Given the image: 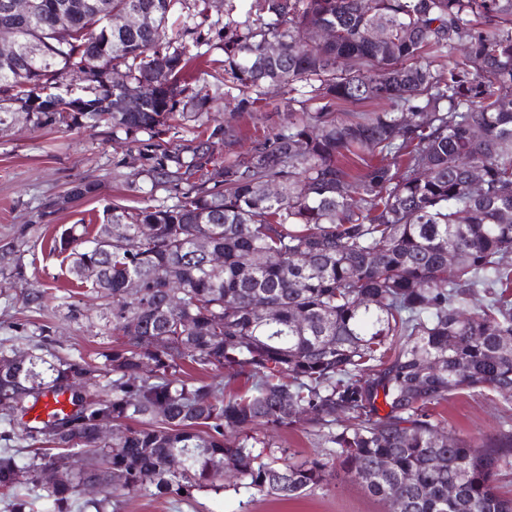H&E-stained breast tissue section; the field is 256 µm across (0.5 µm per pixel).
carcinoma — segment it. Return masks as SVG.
Instances as JSON below:
<instances>
[{
    "instance_id": "1",
    "label": "carcinoma",
    "mask_w": 512,
    "mask_h": 512,
    "mask_svg": "<svg viewBox=\"0 0 512 512\" xmlns=\"http://www.w3.org/2000/svg\"><path fill=\"white\" fill-rule=\"evenodd\" d=\"M8 2L0 23L17 41L0 48V127L21 118L153 137L183 100L209 102L188 78L201 54L167 39L179 0H31L23 16L5 14ZM111 13L151 23L114 30ZM330 27L336 39L321 38ZM374 28L388 40H371ZM297 83L316 111L288 113L243 160L206 168L207 138L188 157L149 144L146 175L182 187L177 204L114 205L112 227L53 238L74 281L98 270L118 345L100 362L31 355L0 369L7 424L46 397L66 393L74 407L23 423L51 447L25 463L0 454V492L26 490L15 512L36 500L71 512L91 478L105 486L83 512H114L131 494L218 490L226 471L238 488L286 499L347 474L402 512H512L497 485L512 470V433L475 445L430 413L453 391L512 392V0H255L224 24L225 100L247 111L265 85ZM367 101L386 108L358 109ZM340 104L352 109L338 117ZM199 236L222 265L196 251ZM255 251L263 263L244 260ZM187 368L219 376L189 379ZM243 374L251 385L229 390ZM76 376L98 392L70 390ZM103 412L121 434L99 436ZM301 419L326 447L300 462L253 434ZM46 466L65 478L42 484Z\"/></svg>"
}]
</instances>
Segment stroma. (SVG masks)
<instances>
[{"label":"stroma","mask_w":512,"mask_h":512,"mask_svg":"<svg viewBox=\"0 0 512 512\" xmlns=\"http://www.w3.org/2000/svg\"><path fill=\"white\" fill-rule=\"evenodd\" d=\"M235 4L248 9L247 0H213L207 13L197 9L174 10L167 23L172 42L192 44L202 37V54L192 70L198 85L215 90L224 83V11ZM288 95L268 88L251 111L239 112L215 99L208 109L185 106L165 135L171 145L189 146L200 127L230 125L233 144L223 137L211 140L210 161L221 164L244 156L255 140L272 135L287 122ZM149 134L127 139L106 127L66 131L31 130L17 123L0 132V345L18 354L53 353L67 358L97 359L111 349L112 309L91 286H80L68 272L62 254L51 252L53 238L67 227L90 220L101 224L107 207L171 206L178 191L152 188L142 169ZM80 181L97 183L95 195L65 202L70 187ZM31 289L48 291L41 309L23 304ZM49 335H39V326ZM451 432L481 442L512 427V395L489 389L458 391L433 407ZM275 451L295 460L321 450L315 428L298 421L266 431ZM119 512H390V507L370 495L352 478L308 491L296 499L236 492L233 478L214 491H193L188 497L135 495L124 499Z\"/></svg>","instance_id":"obj_1"}]
</instances>
